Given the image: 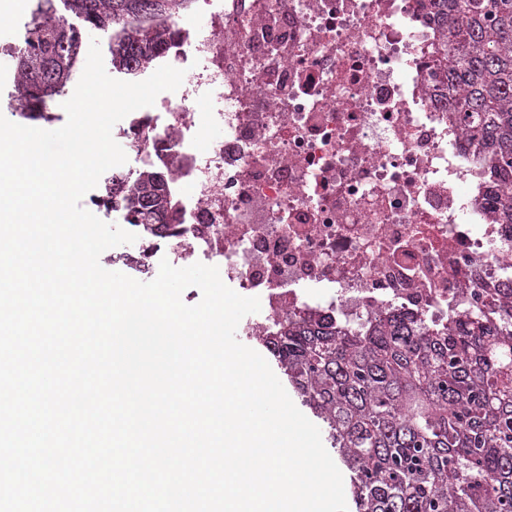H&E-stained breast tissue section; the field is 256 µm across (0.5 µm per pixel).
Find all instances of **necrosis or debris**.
I'll list each match as a JSON object with an SVG mask.
<instances>
[{
	"label": "necrosis or debris",
	"instance_id": "1",
	"mask_svg": "<svg viewBox=\"0 0 512 512\" xmlns=\"http://www.w3.org/2000/svg\"><path fill=\"white\" fill-rule=\"evenodd\" d=\"M428 2L202 0L209 34L184 33L166 59L187 79L131 119L151 164L172 138L184 189L179 234L149 252L214 261L259 297L252 335L303 313L439 330L512 286V225L448 109ZM202 87L223 103L224 137L206 143L189 109Z\"/></svg>",
	"mask_w": 512,
	"mask_h": 512
}]
</instances>
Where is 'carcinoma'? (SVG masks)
Masks as SVG:
<instances>
[{
	"mask_svg": "<svg viewBox=\"0 0 512 512\" xmlns=\"http://www.w3.org/2000/svg\"><path fill=\"white\" fill-rule=\"evenodd\" d=\"M196 0H36L18 44L12 115L44 118L70 92L83 28L112 32V66L137 76L181 38ZM447 34L439 78L469 142L493 167L512 224V0H432ZM172 171L117 173L105 208L155 237L177 223ZM350 472L354 512H512V287L448 328L386 313L360 328L286 318L256 337Z\"/></svg>",
	"mask_w": 512,
	"mask_h": 512,
	"instance_id": "obj_1",
	"label": "carcinoma"
}]
</instances>
